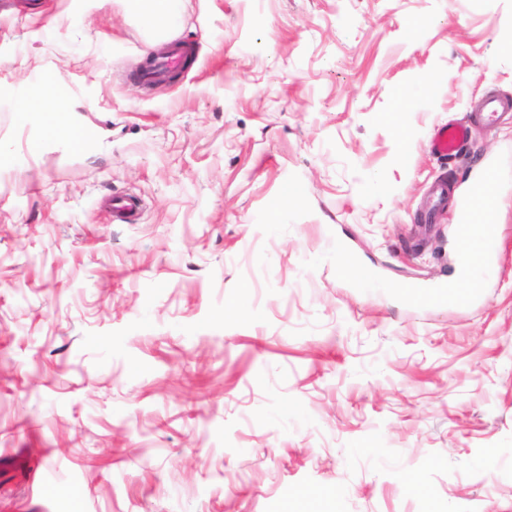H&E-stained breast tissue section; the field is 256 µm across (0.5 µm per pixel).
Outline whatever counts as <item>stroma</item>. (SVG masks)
I'll use <instances>...</instances> for the list:
<instances>
[{
	"mask_svg": "<svg viewBox=\"0 0 512 512\" xmlns=\"http://www.w3.org/2000/svg\"><path fill=\"white\" fill-rule=\"evenodd\" d=\"M176 39L148 89L124 0H0V146L37 71L94 132L0 163V512H512V0H188ZM491 171L497 277L423 300ZM467 141V128L463 124H448L437 130L431 150L441 157L455 156ZM112 212L113 221L128 222L143 208V202L133 195H113L105 201ZM336 267L347 276L354 277L360 281L361 287L369 291H376L389 288L374 279L364 276L354 263L348 258L345 252H336Z\"/></svg>",
	"mask_w": 512,
	"mask_h": 512,
	"instance_id": "1",
	"label": "stroma"
}]
</instances>
